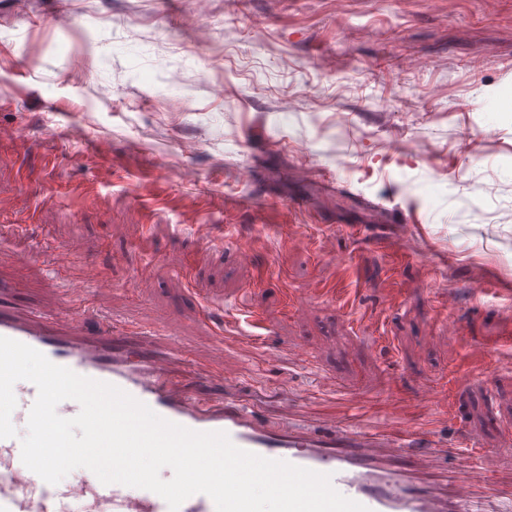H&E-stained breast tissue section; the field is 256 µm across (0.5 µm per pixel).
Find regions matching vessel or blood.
<instances>
[{"mask_svg": "<svg viewBox=\"0 0 512 512\" xmlns=\"http://www.w3.org/2000/svg\"><path fill=\"white\" fill-rule=\"evenodd\" d=\"M7 291L0 283V336L27 344L80 375L116 385L166 420L195 431H222L241 449L331 474L333 487L368 512H471L479 499L512 496L489 453H477L476 474L446 477L422 491L424 471L400 464L413 453L417 432L394 422L372 431L350 427L331 438L289 424L267 427L253 407L233 398L201 401L194 378L175 381L169 353L131 350L118 337L61 328L38 313L19 318L3 303ZM14 393L12 423L18 435L0 439V512H169L159 495L102 484L85 468L58 484L45 483L22 463L18 439L26 431L37 389L21 381Z\"/></svg>", "mask_w": 512, "mask_h": 512, "instance_id": "1", "label": "vessel or blood"}]
</instances>
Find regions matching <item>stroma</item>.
Listing matches in <instances>:
<instances>
[{
	"instance_id": "35a3bbf8",
	"label": "stroma",
	"mask_w": 512,
	"mask_h": 512,
	"mask_svg": "<svg viewBox=\"0 0 512 512\" xmlns=\"http://www.w3.org/2000/svg\"><path fill=\"white\" fill-rule=\"evenodd\" d=\"M0 125L15 311L225 368L268 426L362 411L512 470V0H0Z\"/></svg>"
}]
</instances>
